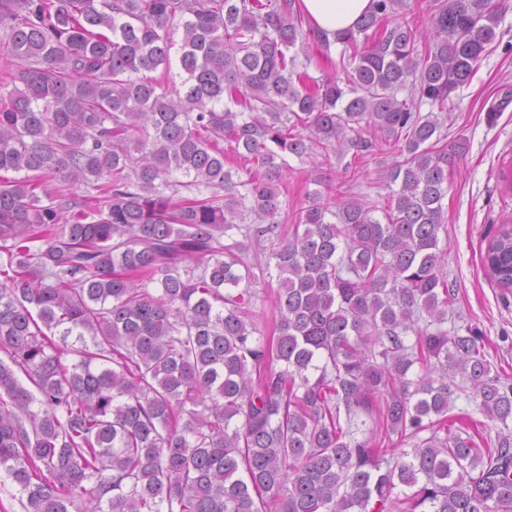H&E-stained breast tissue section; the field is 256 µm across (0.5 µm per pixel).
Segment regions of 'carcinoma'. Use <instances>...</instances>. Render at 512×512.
Returning a JSON list of instances; mask_svg holds the SVG:
<instances>
[{"label":"carcinoma","instance_id":"carcinoma-1","mask_svg":"<svg viewBox=\"0 0 512 512\" xmlns=\"http://www.w3.org/2000/svg\"><path fill=\"white\" fill-rule=\"evenodd\" d=\"M427 2L423 46L406 0H372L317 79L289 54L329 52L297 0H0V473L23 512H512V379L443 328L465 143L435 115L500 7ZM346 142L395 156L396 188L286 229L287 157ZM484 265L512 286L509 225ZM451 372L494 447L448 423Z\"/></svg>","mask_w":512,"mask_h":512}]
</instances>
